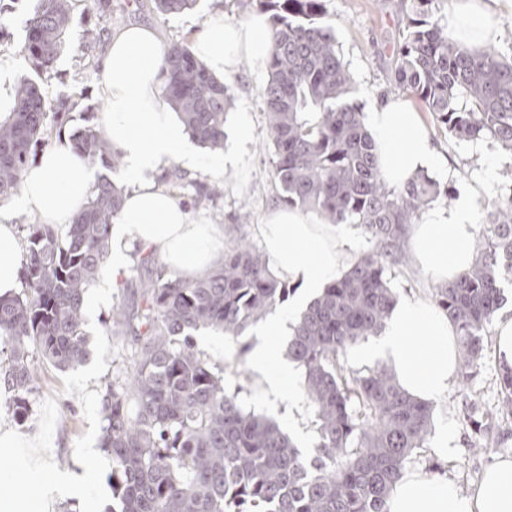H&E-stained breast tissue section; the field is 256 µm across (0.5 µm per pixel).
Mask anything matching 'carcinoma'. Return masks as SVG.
Listing matches in <instances>:
<instances>
[{"instance_id":"cac0c4a2","label":"carcinoma","mask_w":512,"mask_h":512,"mask_svg":"<svg viewBox=\"0 0 512 512\" xmlns=\"http://www.w3.org/2000/svg\"><path fill=\"white\" fill-rule=\"evenodd\" d=\"M161 15L191 10L196 0H153ZM390 84L414 96L449 135L512 153V53L471 49L448 37L435 17L438 0H398ZM271 13L272 50L261 89L279 200L324 224H356L370 246L300 315L288 359L302 370L301 395L316 429L303 450L264 414L228 391L224 367L205 356L195 333L211 328L239 340L291 293L269 270L263 251L237 239L224 261L200 278L165 268L153 251L136 249L110 331L131 342L100 403V448L112 459L118 512H387L405 463L425 447L432 407L404 392L383 368L350 370L340 358L385 328L395 304L391 266L406 260L407 231L447 188L418 174L393 187L382 177L376 147L357 104L353 76L331 27L318 22L324 0H259ZM72 0H39L21 49L33 69L59 55ZM162 99L181 116L191 141L224 146L231 89L194 57L187 39L162 47ZM73 92L54 101L24 79L10 117L0 122V200L21 188L33 148L77 107ZM91 165L117 170L121 154L98 125L72 135ZM123 189L104 176L65 230L27 225L25 288L0 297L3 383L14 392L13 415L25 421L36 391L31 351L65 370L86 361L83 329L90 287L109 254L110 227ZM475 260L435 288L460 348L467 387L503 305L501 279L512 277V193L479 202ZM501 413L512 417V373L502 375ZM359 406H354L353 401Z\"/></svg>"}]
</instances>
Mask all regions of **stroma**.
I'll return each instance as SVG.
<instances>
[{
    "mask_svg": "<svg viewBox=\"0 0 512 512\" xmlns=\"http://www.w3.org/2000/svg\"><path fill=\"white\" fill-rule=\"evenodd\" d=\"M38 5V0H12L8 29L0 36V110L9 111L13 104L15 82L32 76L46 98L70 94L74 87L84 89V98L74 112L63 120L62 133L72 134L84 121L100 123L105 110L100 74L96 66L104 53V45H91V29L115 30L129 23L154 25L161 42L192 37L201 23L215 14L225 21L241 23L259 14V5H244L240 0H198L194 9L163 16L153 8L152 0H112L111 14H102L88 0H74L71 21L62 50L52 67L31 72L21 56L25 39V22ZM322 24L336 34L338 51L353 75L351 97L361 108H368L376 95L384 94L387 75L394 56V41L401 29V16L395 0H325ZM266 70L244 65L229 80L233 93L229 118L246 115L249 136L237 140L226 134L219 151L197 148V167L189 179L204 183H223L224 194L206 202L201 210L206 222L237 225V234L252 244H260L259 228L265 216L277 209L278 191L271 174L269 131L261 101V88ZM440 155L448 162L447 187L451 196H458L475 179L488 177L486 197L512 190V156L483 142H464L435 133L432 136ZM391 286L398 299L434 302L436 281L424 274L414 262L390 270ZM197 346L224 367L231 385L240 391L239 398L261 413L273 417L282 429L301 430L314 438L312 416L302 396L282 393L262 394L258 375L251 365V351L259 342L257 329H250L237 341H228L219 334L199 331ZM37 391L33 413L23 422L12 413L13 395L0 386V423L27 437L38 432L37 406L48 398L57 402V420L52 439V458L60 470H79L74 457V444L89 428L77 396L65 393L62 373L41 357H34ZM460 382H452L447 392L433 400L432 432L424 448L416 450L406 463L407 469L443 476L465 492L473 491L483 472L497 455L512 456V420L500 419L501 368L496 359L494 341H487L484 357L469 388L475 402L476 419L489 425L483 436H475L463 420ZM447 434V449L437 448L440 434ZM482 448H475V441Z\"/></svg>",
    "mask_w": 512,
    "mask_h": 512,
    "instance_id": "1",
    "label": "stroma"
}]
</instances>
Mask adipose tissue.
Wrapping results in <instances>:
<instances>
[{"mask_svg": "<svg viewBox=\"0 0 512 512\" xmlns=\"http://www.w3.org/2000/svg\"><path fill=\"white\" fill-rule=\"evenodd\" d=\"M512 11V0H454L446 21L448 35L480 47L497 35L493 19ZM191 50L211 73L236 74L243 61L265 64L271 50L270 29L263 16L244 23L217 17L205 21L191 40ZM156 30L130 23L113 31L101 63L106 100L102 132L122 155L128 185L111 230L107 274L120 281L133 247L155 251L170 270L188 278L208 273L224 259V227L193 218L162 177L172 165L195 168L183 125L161 98L166 75ZM367 125L385 181L400 186L422 171H443L445 162L418 111L391 96L375 98ZM96 178L68 139L41 152L22 177L19 197L0 207V297L19 287L21 241L15 221L33 215L55 228L67 226L82 210ZM486 181L462 193L453 207L411 225L406 244L417 266L444 284L466 271L475 259V204ZM260 237L276 277L297 285L288 308L261 330L263 340L252 352L262 387L270 392L300 390L280 344L308 303L339 276L347 231L321 224L296 209L270 212ZM359 361L384 360L411 396L431 401L443 395L457 375L459 348L447 314L426 302H398L383 334L355 351ZM388 512H512V457L496 458L477 488L461 492L448 478L407 472L395 484Z\"/></svg>", "mask_w": 512, "mask_h": 512, "instance_id": "obj_1", "label": "adipose tissue"}]
</instances>
